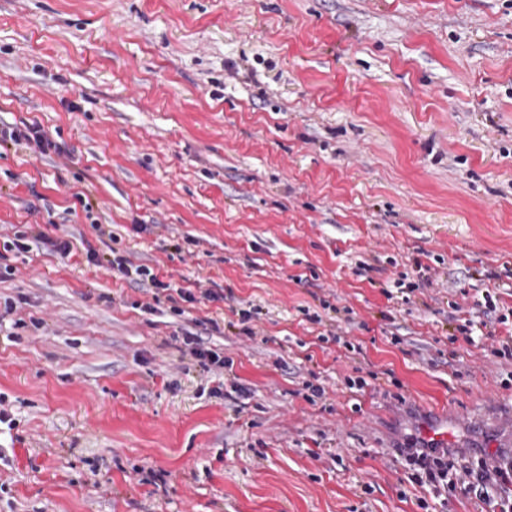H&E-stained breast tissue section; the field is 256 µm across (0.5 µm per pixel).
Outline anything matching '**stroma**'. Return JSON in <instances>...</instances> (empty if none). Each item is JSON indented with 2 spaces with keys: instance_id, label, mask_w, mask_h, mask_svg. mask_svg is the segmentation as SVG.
Returning <instances> with one entry per match:
<instances>
[{
  "instance_id": "stroma-1",
  "label": "stroma",
  "mask_w": 512,
  "mask_h": 512,
  "mask_svg": "<svg viewBox=\"0 0 512 512\" xmlns=\"http://www.w3.org/2000/svg\"><path fill=\"white\" fill-rule=\"evenodd\" d=\"M0 121L57 144L0 148V242L74 244L0 278V512H481L395 449L512 456V360L451 319L512 305V0H0ZM89 247L221 298L143 311ZM30 243L42 244L50 253L62 256L69 255L73 249L70 240H52L35 227H27L24 231H16L14 238L3 244V249L5 251L27 252L31 249ZM184 339V348H181L184 356L196 359L205 368L208 365H216L224 368V358L206 346L204 338L197 334H186Z\"/></svg>"
}]
</instances>
